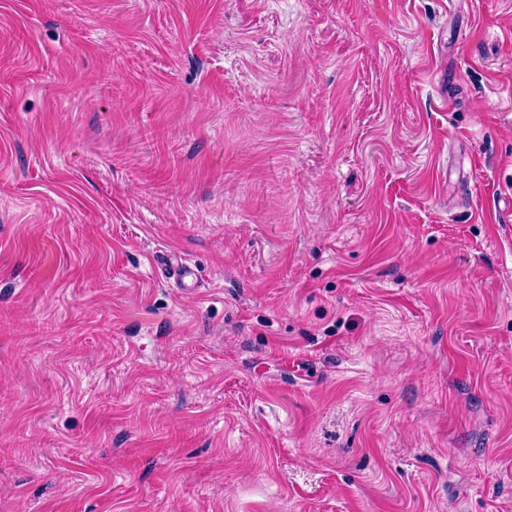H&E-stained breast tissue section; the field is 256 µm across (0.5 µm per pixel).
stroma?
I'll return each instance as SVG.
<instances>
[{"instance_id": "stroma-1", "label": "stroma", "mask_w": 512, "mask_h": 512, "mask_svg": "<svg viewBox=\"0 0 512 512\" xmlns=\"http://www.w3.org/2000/svg\"><path fill=\"white\" fill-rule=\"evenodd\" d=\"M0 512H512V0H0Z\"/></svg>"}]
</instances>
